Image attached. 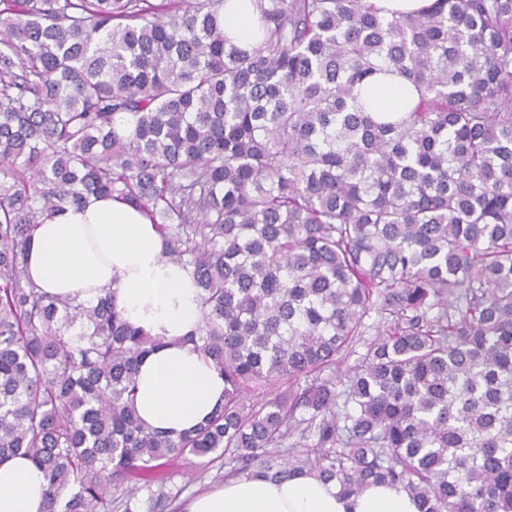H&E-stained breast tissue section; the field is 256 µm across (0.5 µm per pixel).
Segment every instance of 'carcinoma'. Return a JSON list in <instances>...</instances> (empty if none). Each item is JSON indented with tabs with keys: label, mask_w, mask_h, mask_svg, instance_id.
I'll list each match as a JSON object with an SVG mask.
<instances>
[{
	"label": "carcinoma",
	"mask_w": 512,
	"mask_h": 512,
	"mask_svg": "<svg viewBox=\"0 0 512 512\" xmlns=\"http://www.w3.org/2000/svg\"><path fill=\"white\" fill-rule=\"evenodd\" d=\"M224 2L0 0V461L43 470L46 512H155L186 455L512 512V0H252L246 46ZM382 73L409 111H376ZM92 196L201 289L224 404L175 438L135 410L163 341L29 278L33 228Z\"/></svg>",
	"instance_id": "1"
}]
</instances>
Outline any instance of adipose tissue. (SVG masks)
Returning <instances> with one entry per match:
<instances>
[{
    "label": "adipose tissue",
    "instance_id": "1",
    "mask_svg": "<svg viewBox=\"0 0 512 512\" xmlns=\"http://www.w3.org/2000/svg\"><path fill=\"white\" fill-rule=\"evenodd\" d=\"M163 250L160 230L145 214L93 196L35 228L27 263L44 292L83 304L112 295L125 321L165 340L139 368L136 408L152 428L177 434L223 402L224 377L186 341L202 321L200 289ZM45 508L41 470L21 455L0 461V512ZM183 512H419V506L397 485L371 484L346 497L336 483L313 476H243L189 499Z\"/></svg>",
    "mask_w": 512,
    "mask_h": 512
}]
</instances>
